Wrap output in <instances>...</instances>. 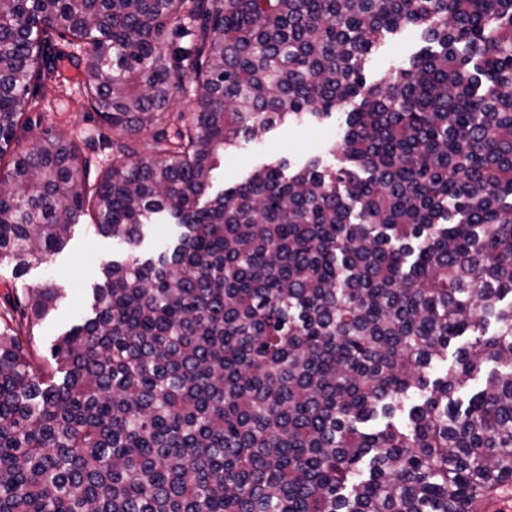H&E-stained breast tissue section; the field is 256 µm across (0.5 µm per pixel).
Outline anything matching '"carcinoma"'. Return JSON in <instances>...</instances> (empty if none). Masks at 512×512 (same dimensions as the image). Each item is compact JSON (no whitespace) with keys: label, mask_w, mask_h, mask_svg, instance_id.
I'll return each mask as SVG.
<instances>
[{"label":"carcinoma","mask_w":512,"mask_h":512,"mask_svg":"<svg viewBox=\"0 0 512 512\" xmlns=\"http://www.w3.org/2000/svg\"><path fill=\"white\" fill-rule=\"evenodd\" d=\"M401 29L427 46L367 83ZM65 60L112 164L90 182L82 134L14 152L0 260L47 261L91 211L132 248L155 219L183 232L103 267L57 378L32 337L59 289L0 314V512H482L509 492L512 0H0V157ZM349 104L338 164L279 159L202 201L240 140Z\"/></svg>","instance_id":"obj_1"}]
</instances>
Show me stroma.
Instances as JSON below:
<instances>
[{"instance_id":"stroma-1","label":"stroma","mask_w":512,"mask_h":512,"mask_svg":"<svg viewBox=\"0 0 512 512\" xmlns=\"http://www.w3.org/2000/svg\"><path fill=\"white\" fill-rule=\"evenodd\" d=\"M425 45L419 30L411 29L390 37L376 48L366 69L368 82L397 67L407 66L412 55ZM69 81L65 86L54 82L34 88L32 121L38 129L70 135L89 130L98 140L92 148L95 166L111 164L112 152L107 140L112 132L101 125L97 115L83 105L75 77L76 69H68ZM344 116H311L300 122L275 126L261 137L246 140L237 148L225 152L222 165L215 170L209 196H216L225 189L243 181L256 166L279 158L288 159L299 167L312 158L332 163L329 148L341 136ZM128 252L125 243L98 234L90 217H81L72 225L63 248L47 262L16 269L14 262H0V310L18 306L27 289L52 283L59 288L61 298L55 307L35 328V360L41 366L52 362L51 348L56 339L74 324L92 314L91 292L101 268Z\"/></svg>"}]
</instances>
